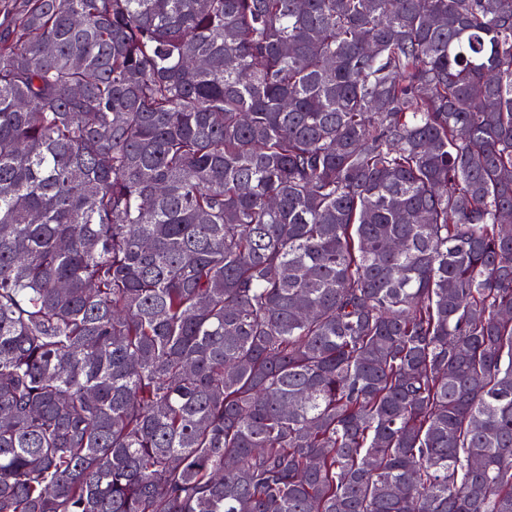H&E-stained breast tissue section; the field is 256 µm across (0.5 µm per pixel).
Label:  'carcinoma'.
Returning <instances> with one entry per match:
<instances>
[{
	"label": "carcinoma",
	"instance_id": "1",
	"mask_svg": "<svg viewBox=\"0 0 512 512\" xmlns=\"http://www.w3.org/2000/svg\"><path fill=\"white\" fill-rule=\"evenodd\" d=\"M0 512H512V0H0Z\"/></svg>",
	"mask_w": 512,
	"mask_h": 512
}]
</instances>
